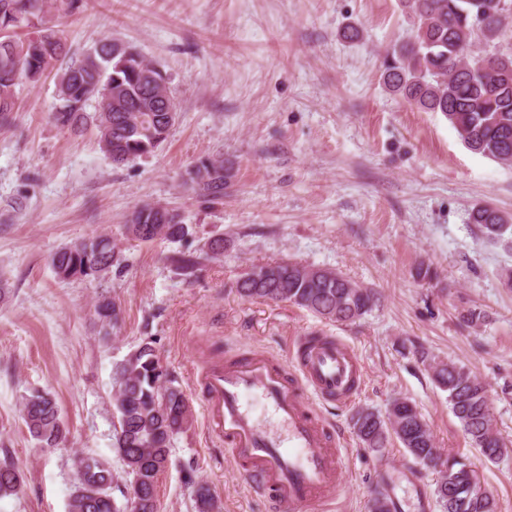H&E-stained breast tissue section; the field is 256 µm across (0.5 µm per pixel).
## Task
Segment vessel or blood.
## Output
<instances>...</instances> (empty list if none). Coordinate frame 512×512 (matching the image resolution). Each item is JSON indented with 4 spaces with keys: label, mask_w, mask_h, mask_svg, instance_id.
Masks as SVG:
<instances>
[{
    "label": "vessel or blood",
    "mask_w": 512,
    "mask_h": 512,
    "mask_svg": "<svg viewBox=\"0 0 512 512\" xmlns=\"http://www.w3.org/2000/svg\"><path fill=\"white\" fill-rule=\"evenodd\" d=\"M362 380L354 350L333 336L298 337L285 362L257 351L196 375L208 432L276 512H322L338 499L346 438L327 428L317 407L347 402ZM259 405L271 424L256 416Z\"/></svg>",
    "instance_id": "vessel-or-blood-1"
}]
</instances>
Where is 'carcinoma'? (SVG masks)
<instances>
[{
  "instance_id": "1",
  "label": "carcinoma",
  "mask_w": 512,
  "mask_h": 512,
  "mask_svg": "<svg viewBox=\"0 0 512 512\" xmlns=\"http://www.w3.org/2000/svg\"><path fill=\"white\" fill-rule=\"evenodd\" d=\"M33 0H0V123L14 110V87L23 78L35 80L55 67L67 54L57 30L45 25L46 0L30 11ZM411 27L408 40L394 44L382 62V81L391 94L426 112H440L456 130L464 145L476 154L512 166V36L503 19L512 17V0H400ZM42 28L35 35L16 40L21 28ZM66 82L68 97L53 113L54 122L73 132L95 121L99 143L107 156L125 159L145 156L166 140L170 125L166 113L132 112L130 108L153 99L150 83L142 81L140 63L126 50L105 41L83 60L58 73ZM98 101V112L86 107ZM212 170L213 177L200 188L201 196L217 202L224 196V163L203 159L191 171ZM471 223L492 239L512 234V218L487 206H477ZM126 233L140 242L156 239L172 243L191 236L182 215L166 218L158 208H135L125 224ZM183 275L191 277L200 257H171ZM55 275L63 280L119 276L124 258L112 238L99 235L66 245L50 260ZM236 291L246 300L288 302L320 318L348 323L367 313L375 295L342 274L329 269H310L298 262L275 261L259 266V272L237 281ZM101 330L108 334L121 322V308L103 298L95 306ZM437 386L448 392V403L464 434L488 461L495 462L497 439L487 390L467 367L442 363L433 371ZM115 448L131 481L144 491L140 512H156V483L170 461L171 441L192 416L182 390L169 378L154 346L144 339L115 366ZM23 417L30 434L44 448L56 447L63 437L57 402L47 393L24 399ZM353 428L363 445L373 451L384 448L394 435L403 448L426 465H439L434 489L441 512H497L495 499L481 490L474 470L455 458L440 460L428 424L416 408L394 400L386 416L358 410ZM22 477L11 465H0V497L18 492ZM112 470L105 461L90 459L69 503V512H119L109 490ZM210 489L199 485L197 512H214Z\"/></svg>"
}]
</instances>
